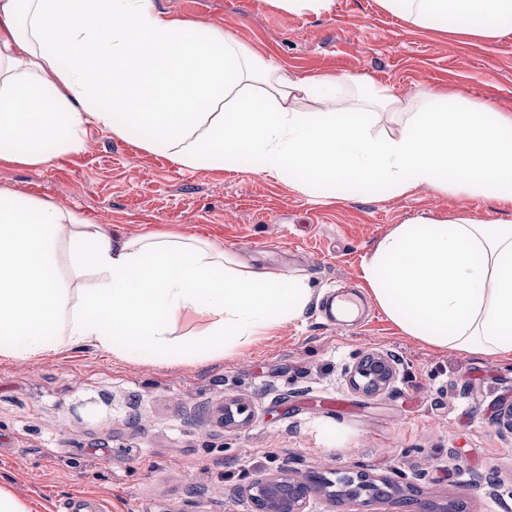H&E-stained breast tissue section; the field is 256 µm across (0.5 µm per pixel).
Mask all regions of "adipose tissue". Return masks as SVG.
<instances>
[{
  "label": "adipose tissue",
  "instance_id": "obj_1",
  "mask_svg": "<svg viewBox=\"0 0 512 512\" xmlns=\"http://www.w3.org/2000/svg\"><path fill=\"white\" fill-rule=\"evenodd\" d=\"M407 23L492 40L512 0H378ZM397 129L372 134L380 113ZM187 168L272 173L308 193L401 196L428 186L512 203V114L464 89L398 94L358 75L298 76L157 0H0V162L48 166L91 130ZM88 281L65 308L61 263ZM403 333L512 357V224L398 225L363 266ZM307 282L256 270L176 230L113 239L53 202L0 189V355L84 346L204 361L301 317ZM189 312L202 336L171 343Z\"/></svg>",
  "mask_w": 512,
  "mask_h": 512
}]
</instances>
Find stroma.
<instances>
[{"label":"stroma","mask_w":512,"mask_h":512,"mask_svg":"<svg viewBox=\"0 0 512 512\" xmlns=\"http://www.w3.org/2000/svg\"><path fill=\"white\" fill-rule=\"evenodd\" d=\"M157 3L297 75H365L406 95L462 87L512 111V30L486 42L420 28L378 0H335L322 15L274 0ZM0 189L76 210L117 239L171 229L212 239L314 291L303 317L209 362L90 347L0 356V485L31 512H58L75 495L105 512H256L249 483L285 468L304 480L363 473L397 488L355 505L323 488L308 512H512V433L497 423L512 404V359L404 334L362 278L363 261L397 225L421 216L512 224V205L426 186L320 198L265 174L185 168L99 132L71 159L0 164ZM340 285L367 305L357 324L326 315ZM369 351L398 359L377 395L349 383ZM238 401L250 421L224 424L220 405Z\"/></svg>","instance_id":"stroma-1"}]
</instances>
